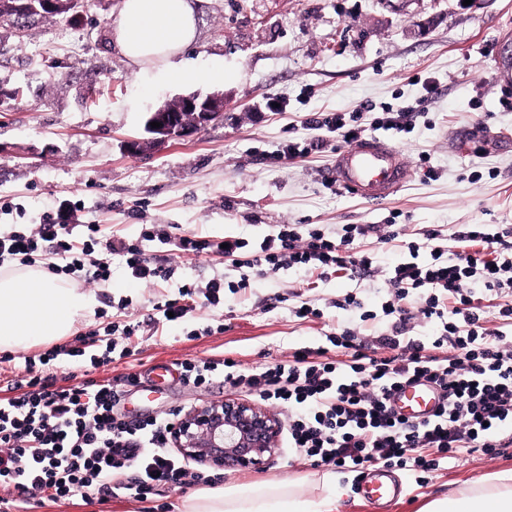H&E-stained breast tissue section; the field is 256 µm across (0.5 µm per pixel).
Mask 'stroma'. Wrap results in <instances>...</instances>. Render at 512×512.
I'll return each instance as SVG.
<instances>
[{
    "label": "stroma",
    "instance_id": "stroma-1",
    "mask_svg": "<svg viewBox=\"0 0 512 512\" xmlns=\"http://www.w3.org/2000/svg\"><path fill=\"white\" fill-rule=\"evenodd\" d=\"M121 0H87L76 15L40 18L23 31L0 27V228L36 224L61 200L77 203L78 224H95L100 238L137 240L145 225L211 239L232 235L257 244L281 224L335 230L340 224H402L407 233L450 224H512V81L494 69L512 28V0H191L196 38L186 49L198 76L169 81L132 65L112 37ZM436 81L435 94L425 85ZM222 94L224 117L190 137L155 141L149 112L191 94ZM286 112L264 111L267 99ZM413 107V132H384L406 155L411 176L398 191L370 202L336 187L328 171L344 144L290 161L269 156L289 141L320 138L305 124L314 113ZM374 275L340 272L322 278L297 269L265 275L240 257L227 266L215 256L171 258L149 243L152 261L172 265L171 278L150 285L113 263L110 280L94 287L99 305L78 322L82 334L111 323L141 322L131 343L145 364L199 360L215 353L259 368L301 347L326 346L327 334L359 329V311L336 308L354 294L377 312L386 299L390 267L408 256L399 242L370 238ZM247 279L225 292L223 308L196 310L180 326L156 325L158 302L183 283ZM312 302L321 318H297L292 307ZM383 330L388 320L374 322ZM222 380L197 387L178 380L142 401L127 394L114 408L129 421L179 411L230 395ZM280 441L262 469L222 471L215 485L277 482L314 471ZM512 469V446L497 455L462 453L427 474L424 485L404 478L396 500L371 503L349 487L346 512H416L425 500ZM194 484L176 483L140 502L75 495L36 498L27 512H177Z\"/></svg>",
    "mask_w": 512,
    "mask_h": 512
}]
</instances>
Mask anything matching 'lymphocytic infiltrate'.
Returning a JSON list of instances; mask_svg holds the SVG:
<instances>
[{"mask_svg": "<svg viewBox=\"0 0 512 512\" xmlns=\"http://www.w3.org/2000/svg\"><path fill=\"white\" fill-rule=\"evenodd\" d=\"M414 118V112L401 108L384 110L367 126L349 123L342 112L313 116L308 123L351 144L369 129L411 132ZM69 219L66 211L48 212L39 223L0 232V263L16 259L31 266L42 259L49 272H81L86 282L97 283L109 280L117 259L134 279L154 284L170 274L146 256L144 243L156 240L179 257L205 251L233 262L247 253L252 266L265 272L297 267L323 277L342 271L364 276L373 272L374 258L356 249L357 241L376 233L386 243L403 240L409 257L390 268L382 305L392 322L371 347L346 329L329 336L328 346L351 350L347 361L326 360L328 347L302 348L287 361L246 372L238 360L215 355L180 362L182 380L203 386L220 377L260 400L287 405L290 447L314 465L343 472L361 473L371 466L432 472L458 454L492 456L512 444V435L503 429L512 421V336L485 327L478 297L482 291L512 295L511 224L429 228L412 240L405 239L399 224L384 234L375 224H343L332 235L318 229L303 234L296 225L283 224L256 246L235 236L224 241L193 233L173 236L153 224L138 243L109 237L107 255L98 259L97 225H87L79 239ZM413 291L420 305L412 310L403 302ZM223 303L224 280L217 277L202 288L184 283L155 311L159 321L179 324L198 309ZM418 317L435 325L434 336L413 335L410 322ZM139 329V323L129 322L121 328V339L92 334L27 362L29 374L15 383V396L0 403V484L18 492L12 512H24L31 498L46 492L56 499L78 491L126 494L144 502L180 479L204 480L203 472L169 449L175 413L134 423L112 412L125 387L140 378L136 352L127 342ZM61 356L97 366L124 363L129 371L103 382L59 387L53 377ZM418 379L445 392L435 420L414 422L387 404L393 387Z\"/></svg>", "mask_w": 512, "mask_h": 512, "instance_id": "obj_1", "label": "lymphocytic infiltrate"}]
</instances>
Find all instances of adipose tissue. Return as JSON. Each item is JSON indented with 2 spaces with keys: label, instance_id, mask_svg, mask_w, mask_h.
<instances>
[{
  "label": "adipose tissue",
  "instance_id": "adipose-tissue-1",
  "mask_svg": "<svg viewBox=\"0 0 512 512\" xmlns=\"http://www.w3.org/2000/svg\"><path fill=\"white\" fill-rule=\"evenodd\" d=\"M112 30L131 63L159 64L168 79L191 76L182 58L195 32L189 0H122ZM96 304L94 294L42 268L0 270V349L62 339ZM305 482L313 495L303 496L293 479L204 487L184 495L178 512H342L346 490L335 473H312ZM417 512H512V470L430 498Z\"/></svg>",
  "mask_w": 512,
  "mask_h": 512
}]
</instances>
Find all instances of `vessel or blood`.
I'll return each instance as SVG.
<instances>
[{
  "mask_svg": "<svg viewBox=\"0 0 512 512\" xmlns=\"http://www.w3.org/2000/svg\"><path fill=\"white\" fill-rule=\"evenodd\" d=\"M333 177L337 184L363 198L378 202L399 189L409 178V169L401 151L391 143L365 137L340 150L336 155ZM389 405L403 417L424 421L433 419L444 403L442 391L431 383H404L391 390ZM370 500L395 498L402 494L386 471L376 470L363 485Z\"/></svg>",
  "mask_w": 512,
  "mask_h": 512,
  "instance_id": "b4317fda",
  "label": "vessel or blood"
}]
</instances>
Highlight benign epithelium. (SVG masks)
Here are the masks:
<instances>
[{"mask_svg":"<svg viewBox=\"0 0 512 512\" xmlns=\"http://www.w3.org/2000/svg\"><path fill=\"white\" fill-rule=\"evenodd\" d=\"M65 5L77 14L84 0H23L11 6L36 14ZM181 108L164 105L150 113L145 129L161 139L182 138L224 116V97L197 95L180 99ZM160 127H151V122ZM283 421L274 411L249 400L227 396L182 412L171 429L172 445L187 458L217 469H260L279 446Z\"/></svg>","mask_w":512,"mask_h":512,"instance_id":"obj_1","label":"benign epithelium"}]
</instances>
